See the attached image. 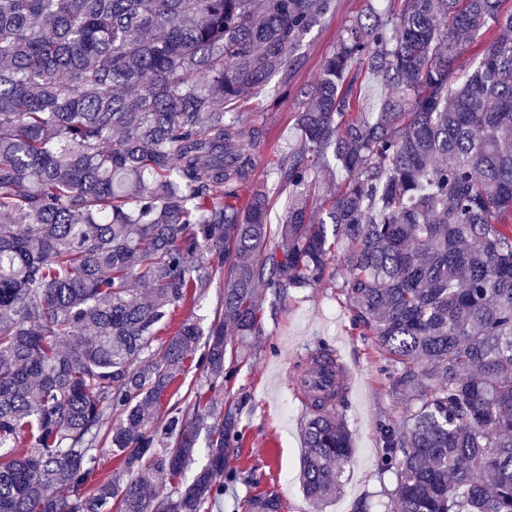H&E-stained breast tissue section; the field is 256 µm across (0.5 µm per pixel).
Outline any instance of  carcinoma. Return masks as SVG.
<instances>
[{"instance_id":"1","label":"carcinoma","mask_w":512,"mask_h":512,"mask_svg":"<svg viewBox=\"0 0 512 512\" xmlns=\"http://www.w3.org/2000/svg\"><path fill=\"white\" fill-rule=\"evenodd\" d=\"M501 4L359 12L298 102L300 145L273 191L240 205L267 132L245 130L239 108L292 80L332 0H0V512H214L226 485L258 483L227 464L241 447L231 382L265 309L322 283L401 403L378 423L389 512H512ZM367 74L384 88L372 117L354 111ZM332 159L347 172L334 190L321 187ZM217 281L208 330L182 321L155 357V336ZM189 359L201 378L186 384ZM296 367L301 482L318 504L352 457L347 387L326 345ZM107 448L116 466L98 480Z\"/></svg>"}]
</instances>
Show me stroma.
<instances>
[{
    "label": "stroma",
    "mask_w": 512,
    "mask_h": 512,
    "mask_svg": "<svg viewBox=\"0 0 512 512\" xmlns=\"http://www.w3.org/2000/svg\"><path fill=\"white\" fill-rule=\"evenodd\" d=\"M360 7V0H336L330 13L304 35L305 64L292 83L283 87L271 82L266 93L244 102L240 112L244 125L268 130L267 140L256 150L250 190L272 186L281 152L297 147L299 133L292 119L296 98L316 82L325 56ZM323 342L338 352L345 365L346 419L353 454L343 468L336 495L316 508L305 498L300 482L304 413L295 386V365ZM232 390L244 394L246 401L238 415L244 446L229 462L255 469L260 481L255 487L241 482L226 486L222 512H235L234 503L258 492L278 497L281 512H354L361 502L386 512L393 482L379 467L376 420L383 412L398 415L401 404L379 370L371 341L354 328L336 289L324 284L305 289L291 294L276 314H265L262 336Z\"/></svg>",
    "instance_id": "1"
}]
</instances>
